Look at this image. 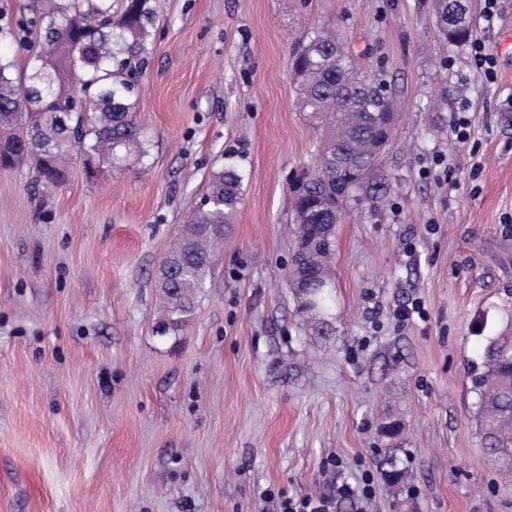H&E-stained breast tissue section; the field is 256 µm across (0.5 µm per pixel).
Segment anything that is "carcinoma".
Masks as SVG:
<instances>
[{
    "label": "carcinoma",
    "mask_w": 512,
    "mask_h": 512,
    "mask_svg": "<svg viewBox=\"0 0 512 512\" xmlns=\"http://www.w3.org/2000/svg\"><path fill=\"white\" fill-rule=\"evenodd\" d=\"M434 11L441 12L448 44L471 38L467 0H435ZM155 17L153 0H123L117 16L112 0H31L15 22L0 26V40L38 43L20 72L0 54V171L32 165L36 181L48 188L66 179L76 152L99 164L146 155L133 87L122 70L145 52ZM293 68L298 103L319 145L310 183L294 200L298 237L316 240V248L287 278L296 284L303 328L326 336L336 224L351 209L390 194L389 179L377 174L378 153L392 141L401 114L387 80L358 70L330 32L303 41ZM241 197L240 175L224 168L212 174L202 209L179 226L158 269L161 334L177 333L194 314ZM469 377L483 447L511 466L512 444L501 439L512 431L511 330L484 339Z\"/></svg>",
    "instance_id": "obj_1"
}]
</instances>
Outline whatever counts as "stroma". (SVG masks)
<instances>
[{"mask_svg": "<svg viewBox=\"0 0 512 512\" xmlns=\"http://www.w3.org/2000/svg\"><path fill=\"white\" fill-rule=\"evenodd\" d=\"M433 4L157 0L131 97L146 155L93 181L75 161L51 189L28 167L0 173V512H278L277 494L366 476L374 496L335 512H512V468L485 458L467 375L512 324V0L490 24L484 0L474 9L491 81ZM321 27L403 115L384 207L336 226L329 336L304 330L286 283L290 176L318 144L291 59ZM461 110L464 143L449 127ZM230 163L243 196L206 293L158 336L156 269ZM415 300L424 316L399 321Z\"/></svg>", "mask_w": 512, "mask_h": 512, "instance_id": "stroma-1", "label": "stroma"}]
</instances>
